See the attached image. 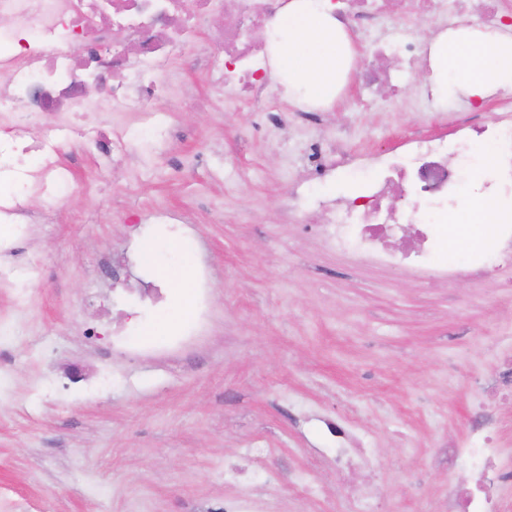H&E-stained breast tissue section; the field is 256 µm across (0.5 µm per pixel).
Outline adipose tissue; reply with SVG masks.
<instances>
[{
  "label": "adipose tissue",
  "mask_w": 512,
  "mask_h": 512,
  "mask_svg": "<svg viewBox=\"0 0 512 512\" xmlns=\"http://www.w3.org/2000/svg\"><path fill=\"white\" fill-rule=\"evenodd\" d=\"M275 88L300 104L331 107L345 87L359 58L349 33L332 16L327 0H287L268 36ZM427 79L440 99L465 94L484 97L512 87V34L462 22L427 42ZM182 249L180 238L148 241L142 250L161 279L181 299L178 320L191 313L186 300L194 286L188 266L161 264L162 253Z\"/></svg>",
  "instance_id": "adipose-tissue-1"
}]
</instances>
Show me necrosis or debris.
Masks as SVG:
<instances>
[{"instance_id":"1","label":"necrosis or debris","mask_w":512,"mask_h":512,"mask_svg":"<svg viewBox=\"0 0 512 512\" xmlns=\"http://www.w3.org/2000/svg\"><path fill=\"white\" fill-rule=\"evenodd\" d=\"M287 0H0V112L68 113L81 118L107 104L110 113L140 112L137 132L121 127L95 130L102 152L128 153L133 139L155 136L169 101L172 82L160 66L178 51L197 49L200 27L209 24L223 55L210 67L230 107L249 104L253 128L268 130L275 105L267 94L268 47L263 38ZM401 19L426 16L444 21L459 14L477 15L482 24L503 26V0H332L334 18L355 37L382 25L391 10ZM424 47L411 35L376 39L371 61L356 68L363 90L362 109L397 105L405 77L420 64ZM496 120L485 121L476 106L451 137L413 135L401 153L372 155L358 191L331 200L302 191L291 214L297 223L314 224L327 245L350 251L372 263L409 266L426 278L454 282L464 277L512 272V216L494 224L483 243L463 263L447 260L457 241L448 228V212L465 193L486 201L512 199V91L496 92ZM54 134L22 139L13 126L0 130V164L34 155L42 165L33 180L22 179V194L0 193V215H24L22 197L53 199L73 188L69 173L49 162ZM486 146L483 171L470 166L475 150ZM483 342L493 368L479 386L495 395L480 406L476 422L464 426L448 444V497L445 512H512L503 490L512 485L505 464L502 434L512 428V328L495 325ZM336 442L322 460L337 478L355 484L346 512H377V493L369 475L376 457L368 439L343 419L334 427Z\"/></svg>"}]
</instances>
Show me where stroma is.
<instances>
[{
  "instance_id": "1",
  "label": "stroma",
  "mask_w": 512,
  "mask_h": 512,
  "mask_svg": "<svg viewBox=\"0 0 512 512\" xmlns=\"http://www.w3.org/2000/svg\"><path fill=\"white\" fill-rule=\"evenodd\" d=\"M176 95L164 140L113 164L87 141H56L77 193L29 201L0 223V491L27 512H332L348 487L319 465L327 423L353 414L377 452L379 512H441L448 442L473 415L467 379L492 357L478 342L512 324V285L495 277L424 283L326 248L288 217V193L332 145L339 171L413 133L442 136L440 113L362 110L348 83L332 108L255 132L193 56L169 64ZM206 98L199 112L184 106ZM166 210L210 273L204 336L136 356L112 326L83 334L113 289L137 285L145 240ZM132 251L126 278L105 260ZM79 368L82 382L69 379ZM311 468L319 497H296Z\"/></svg>"
}]
</instances>
